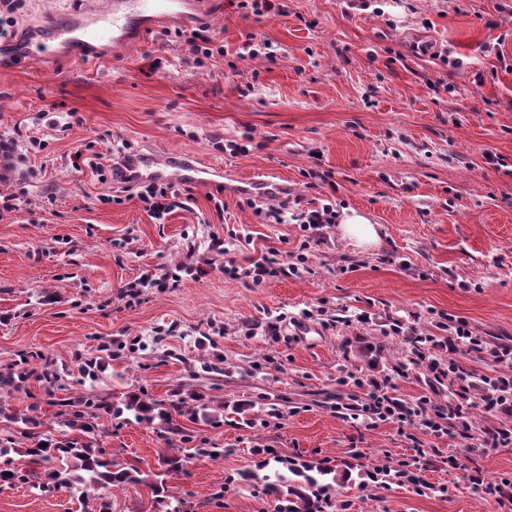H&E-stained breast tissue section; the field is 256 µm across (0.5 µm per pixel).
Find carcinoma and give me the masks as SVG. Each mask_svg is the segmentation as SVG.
Returning <instances> with one entry per match:
<instances>
[{
	"label": "carcinoma",
	"instance_id": "carcinoma-1",
	"mask_svg": "<svg viewBox=\"0 0 512 512\" xmlns=\"http://www.w3.org/2000/svg\"><path fill=\"white\" fill-rule=\"evenodd\" d=\"M24 363L30 359L40 361L39 370L18 371L11 365L0 368V390L15 392L26 388L30 378L46 385V393L52 396L51 405L57 408L58 436L36 431L40 422L21 412H6L0 408V422L14 425V430L0 437V455L13 451L20 461L13 467L0 469V484H27L33 489L49 491L66 489L84 500L89 497V487L95 483L105 488L140 484L143 479L135 467L119 465L104 458V450L92 441L97 435L102 419H117L129 413L149 425L157 424L161 436L167 441L177 439L181 446L161 461L162 470L154 474L151 489L155 496L151 509L161 504L169 506L171 492L166 477L172 473H185L190 461L201 454L211 459L224 458L219 448L202 450L190 448L192 442L185 428L178 422L183 417L195 419L197 408L191 403L193 394L177 389L165 400H155L142 392L131 393L118 400L107 393H87L72 397H55L56 391H66L67 376L71 372L41 353L22 354ZM288 474L279 471L258 476L253 472H240L238 477L245 483L252 480L262 484L263 492L273 499L274 512H333L336 501L337 480L327 481L332 470L319 464L288 461Z\"/></svg>",
	"mask_w": 512,
	"mask_h": 512
}]
</instances>
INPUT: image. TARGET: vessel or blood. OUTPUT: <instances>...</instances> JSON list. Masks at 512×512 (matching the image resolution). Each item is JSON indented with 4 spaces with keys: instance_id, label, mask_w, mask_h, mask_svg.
<instances>
[{
    "instance_id": "vessel-or-blood-1",
    "label": "vessel or blood",
    "mask_w": 512,
    "mask_h": 512,
    "mask_svg": "<svg viewBox=\"0 0 512 512\" xmlns=\"http://www.w3.org/2000/svg\"><path fill=\"white\" fill-rule=\"evenodd\" d=\"M187 8L205 20L210 16L212 3L211 0H108L107 5L93 9L89 20L82 24L50 16L42 24V33L24 40L16 58L22 62L48 55L46 43L50 40L90 51L106 40L123 44L145 32L156 20L180 19ZM128 174L137 181L155 178L213 186L223 178L224 170L218 166L202 165L191 157L178 161L160 157L134 161Z\"/></svg>"
}]
</instances>
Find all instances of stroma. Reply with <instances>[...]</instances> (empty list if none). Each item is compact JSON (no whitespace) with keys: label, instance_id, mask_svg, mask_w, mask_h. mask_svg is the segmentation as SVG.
Listing matches in <instances>:
<instances>
[{"label":"stroma","instance_id":"1","mask_svg":"<svg viewBox=\"0 0 512 512\" xmlns=\"http://www.w3.org/2000/svg\"><path fill=\"white\" fill-rule=\"evenodd\" d=\"M257 17L217 0L209 30L226 53L197 67L179 39L146 31L95 60L57 48L39 66H0V140L14 147L0 167V365L40 351L74 368L101 356L99 391L139 389L155 399L182 388L224 423L191 424L193 447L221 460L189 463L168 477L193 512H271L254 470L257 449L345 468L336 496L347 512H496L469 476L512 481V446L471 450L395 422L343 419L337 402L363 399L341 377L390 378L398 398L432 393L410 337L438 336L442 317L466 320L494 342L512 340V0H282ZM84 0H27L19 29L32 35L51 14L82 16ZM277 43L276 62L240 57L248 36ZM81 122L59 131L54 118ZM246 144L229 154L216 141ZM193 155L240 180L267 173L288 187L287 221L266 223L258 202L234 187L200 186L188 209L152 223L137 200L113 202L76 152ZM224 202L216 212L212 200ZM330 203L374 224L378 240L344 238L327 224L301 276L257 286L224 273L207 249L250 230V255L297 254L298 215ZM196 247L202 273L179 287L123 295L146 273L174 270ZM399 320L400 335L386 332ZM279 321L271 334L269 322ZM309 325L311 333L296 335ZM137 345H130L131 337ZM112 350L100 352L104 342ZM219 372L200 373L202 363ZM280 416H268L270 404ZM12 411L35 406L41 432L57 434L56 409L29 380L0 393ZM99 445L117 462L158 471L169 444L154 426L106 422ZM419 461L424 485L376 480L374 468ZM67 490L0 488V512H96Z\"/></svg>","mask_w":512,"mask_h":512}]
</instances>
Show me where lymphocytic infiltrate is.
I'll return each mask as SVG.
<instances>
[{"label":"lymphocytic infiltrate","instance_id":"f902f5d3","mask_svg":"<svg viewBox=\"0 0 512 512\" xmlns=\"http://www.w3.org/2000/svg\"><path fill=\"white\" fill-rule=\"evenodd\" d=\"M136 189L137 200L158 224L175 209L185 205L184 200L165 184L141 181ZM305 261L306 257L302 254L289 262L282 260L278 251L272 249L244 265L227 259L224 270L236 277L252 279L257 284L267 277L297 275L300 264ZM444 329V335L424 337L428 352L422 355L421 361L428 372L429 386L454 379L456 387L452 391L451 402L435 403L424 396L408 403L390 394V384L384 380L372 382L366 403L337 404V413L347 419L364 415L374 423L393 420L426 430L435 436L461 438L473 448L512 445V344L490 342L485 337L473 334L466 321L454 317L449 318ZM443 350L449 352V360L438 359V352ZM463 353L477 354L481 361L492 365V372L464 371L457 360L458 355ZM478 409L496 417L497 425L474 430L472 415Z\"/></svg>","mask_w":512,"mask_h":512}]
</instances>
